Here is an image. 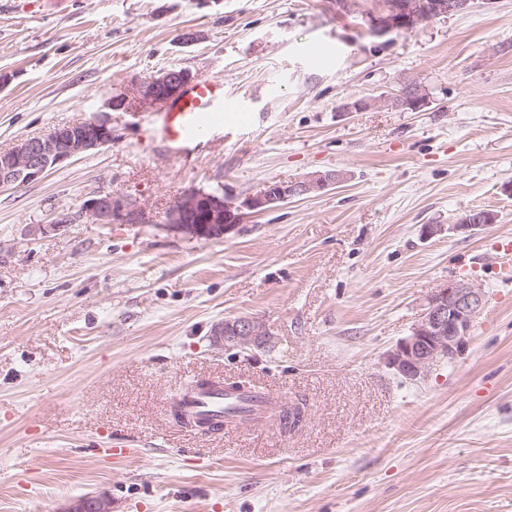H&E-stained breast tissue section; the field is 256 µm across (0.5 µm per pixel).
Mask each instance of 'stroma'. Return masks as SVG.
Instances as JSON below:
<instances>
[{
    "label": "stroma",
    "instance_id": "stroma-1",
    "mask_svg": "<svg viewBox=\"0 0 512 512\" xmlns=\"http://www.w3.org/2000/svg\"><path fill=\"white\" fill-rule=\"evenodd\" d=\"M170 67L223 80V136L178 160L147 110L115 112L110 146L0 190V512L87 494L118 512H512V285L481 262L512 239V0L383 37L338 0H0V150ZM406 79L420 110L347 111ZM334 170L223 238L168 226L188 192ZM99 191L130 219L34 234ZM472 209L493 222L424 236ZM462 280L485 292L464 354L395 375L387 352ZM241 316L272 345L211 342ZM217 375L303 404L301 423L177 424L170 398Z\"/></svg>",
    "mask_w": 512,
    "mask_h": 512
}]
</instances>
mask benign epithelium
<instances>
[{"label":"benign epithelium","instance_id":"1","mask_svg":"<svg viewBox=\"0 0 512 512\" xmlns=\"http://www.w3.org/2000/svg\"><path fill=\"white\" fill-rule=\"evenodd\" d=\"M470 0H390L368 11L371 29L378 36L413 30L437 17L464 10ZM194 80L184 68H166L132 84L110 97L93 118L59 126L43 137L17 141L0 150V187L32 184L70 159L112 144L111 113L158 108L177 97ZM426 104L420 85L410 79L393 95L346 105V110L402 109L416 111ZM343 180L336 171L318 172L293 182H269L260 193L240 203L220 192L194 191L182 197L170 211L169 227L199 238H220L234 231L245 211H269L293 198L317 194ZM131 214L129 203L109 191H99L74 212L62 213L50 224L34 225V232L46 235L66 224L92 218L99 224L123 221ZM486 226L485 216L473 215L462 224H428L423 233L432 237L443 229L470 233ZM482 289L468 282L433 291L408 336L389 351L388 366L409 381L424 378L437 362H452L464 354L473 319L484 306ZM214 335L224 337L229 348L248 350L265 344L270 333L253 317H237L219 324ZM66 512H112V500L86 495L70 504Z\"/></svg>","mask_w":512,"mask_h":512}]
</instances>
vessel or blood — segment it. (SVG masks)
I'll list each match as a JSON object with an SVG mask.
<instances>
[{
	"instance_id": "1",
	"label": "vessel or blood",
	"mask_w": 512,
	"mask_h": 512,
	"mask_svg": "<svg viewBox=\"0 0 512 512\" xmlns=\"http://www.w3.org/2000/svg\"><path fill=\"white\" fill-rule=\"evenodd\" d=\"M149 126L171 156L182 159L204 140L224 129V83L202 78L189 85L165 112L151 115ZM186 422L223 421L225 427L264 433L275 425L277 399L270 392L240 386L234 389L215 379L190 384L176 396Z\"/></svg>"
}]
</instances>
